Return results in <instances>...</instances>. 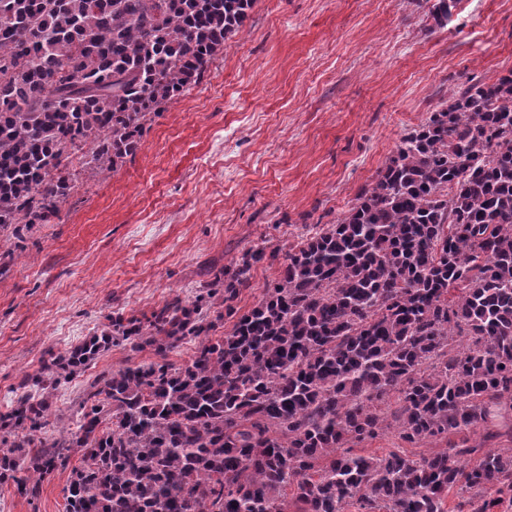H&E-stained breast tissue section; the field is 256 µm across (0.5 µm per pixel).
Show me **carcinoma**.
Listing matches in <instances>:
<instances>
[{
	"label": "carcinoma",
	"instance_id": "cac0c4a2",
	"mask_svg": "<svg viewBox=\"0 0 512 512\" xmlns=\"http://www.w3.org/2000/svg\"><path fill=\"white\" fill-rule=\"evenodd\" d=\"M256 0H0V229L21 239L76 189L63 145L115 169L197 85ZM455 0H435L441 26ZM278 280L237 306L253 266ZM217 319L230 332L210 339ZM160 361L101 376L74 429L41 437L57 387L118 341ZM195 342L191 358L168 354ZM0 413V484L26 495L82 452L66 512H457L512 507V71L448 92L352 206L285 251L255 245L192 299L108 324ZM482 425L508 446L410 458L351 447L393 429L417 445ZM454 454H449V451ZM475 457L463 466L460 458Z\"/></svg>",
	"mask_w": 512,
	"mask_h": 512
}]
</instances>
